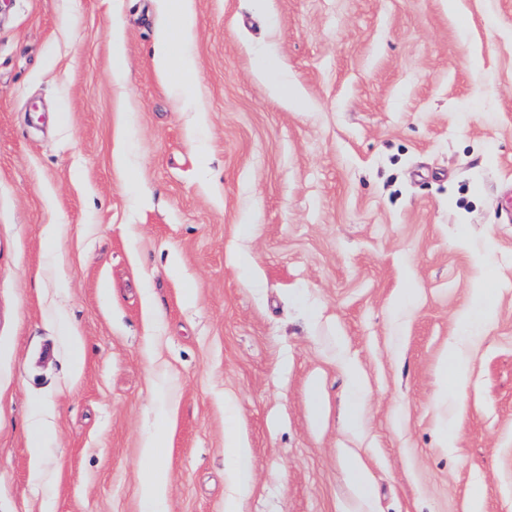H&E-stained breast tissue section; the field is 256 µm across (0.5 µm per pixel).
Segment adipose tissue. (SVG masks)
Returning a JSON list of instances; mask_svg holds the SVG:
<instances>
[{
    "label": "adipose tissue",
    "mask_w": 512,
    "mask_h": 512,
    "mask_svg": "<svg viewBox=\"0 0 512 512\" xmlns=\"http://www.w3.org/2000/svg\"><path fill=\"white\" fill-rule=\"evenodd\" d=\"M189 3L190 0H171V24L161 34L155 47V59L160 68L174 67L186 75L193 72L195 61L190 56L176 54L174 44L178 35L189 30L195 22ZM173 423V417H166L164 428L148 434L143 441L140 456V512H167V492L171 474L164 464V456L169 427Z\"/></svg>",
    "instance_id": "adipose-tissue-1"
}]
</instances>
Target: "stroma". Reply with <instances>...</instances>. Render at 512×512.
Wrapping results in <instances>:
<instances>
[{
	"label": "stroma",
	"mask_w": 512,
	"mask_h": 512,
	"mask_svg": "<svg viewBox=\"0 0 512 512\" xmlns=\"http://www.w3.org/2000/svg\"><path fill=\"white\" fill-rule=\"evenodd\" d=\"M192 7L182 105L167 0H0V512H139L168 413V512H512V0ZM171 24L159 37L155 47V59L161 69L178 68L183 74L189 75L195 69V61L187 55H177L174 44L178 35L189 30L195 22L189 9L190 0H171ZM476 298V306L472 308L466 316L467 324L470 329L482 327L487 323L491 315V303L482 289H477ZM366 399L367 396L363 387L361 386L359 380L353 374L351 378V383L347 389V400L350 408L348 423L350 425H353L363 412ZM225 447L233 465V476L238 490L246 489L253 477L252 451L232 431L226 435Z\"/></svg>",
	"instance_id": "35a3bbf8"
}]
</instances>
